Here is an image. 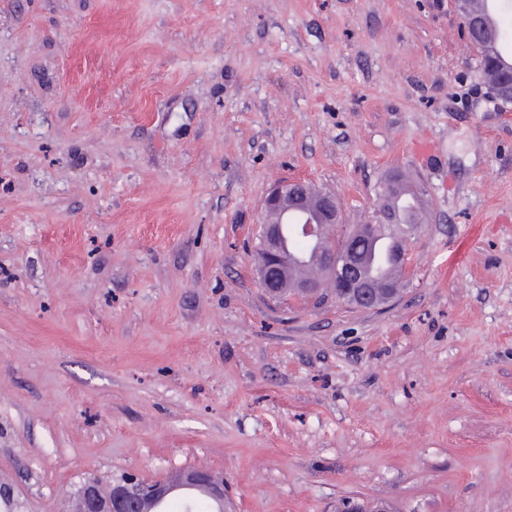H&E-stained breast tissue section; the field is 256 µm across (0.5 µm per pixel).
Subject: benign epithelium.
<instances>
[{"label":"benign epithelium","instance_id":"benign-epithelium-1","mask_svg":"<svg viewBox=\"0 0 512 512\" xmlns=\"http://www.w3.org/2000/svg\"><path fill=\"white\" fill-rule=\"evenodd\" d=\"M490 73V87L494 95L506 104L512 103V69L504 70L497 59H486ZM405 196L397 177L384 184L372 218L357 229V236L372 240L379 235L391 244L389 267L396 271L393 277H378L374 263L353 259L357 243L351 237L342 239L340 246L323 240L322 228L342 223L336 196L317 190L305 180H290L275 185L267 193L264 210L279 215L276 224H263L262 257L258 263L259 284L264 293L277 297L288 290L312 297L323 284L319 281L288 282V224H297V230L307 241L308 248L296 255L299 261L312 262L322 268L325 279L336 288V297L354 307L375 310L393 301L409 279L408 247L418 232V225L404 224L398 219V204ZM183 483L203 485L210 496L224 501V474L186 470L180 474ZM166 481L144 483L134 475L113 481L112 497L104 503L99 499L97 485L83 481L79 485L84 502L83 512H136V500L147 493L163 500L171 491Z\"/></svg>","mask_w":512,"mask_h":512}]
</instances>
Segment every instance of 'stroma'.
<instances>
[{"instance_id": "obj_1", "label": "stroma", "mask_w": 512, "mask_h": 512, "mask_svg": "<svg viewBox=\"0 0 512 512\" xmlns=\"http://www.w3.org/2000/svg\"><path fill=\"white\" fill-rule=\"evenodd\" d=\"M455 0H0V478L220 471L235 512H512V104ZM428 141L429 165L414 153ZM410 175L383 310L269 298L262 203Z\"/></svg>"}]
</instances>
